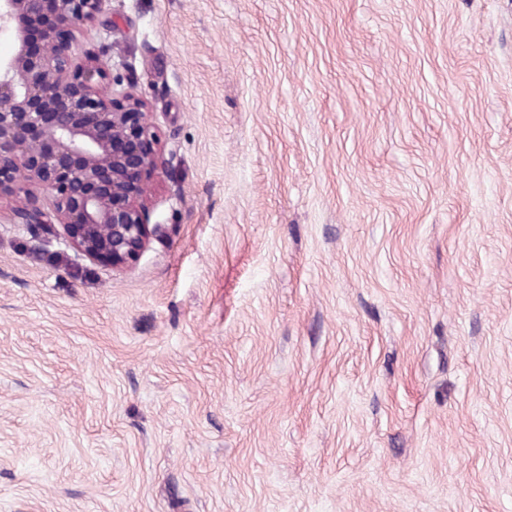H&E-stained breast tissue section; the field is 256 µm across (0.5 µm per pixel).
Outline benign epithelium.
Segmentation results:
<instances>
[{
    "instance_id": "obj_1",
    "label": "benign epithelium",
    "mask_w": 512,
    "mask_h": 512,
    "mask_svg": "<svg viewBox=\"0 0 512 512\" xmlns=\"http://www.w3.org/2000/svg\"><path fill=\"white\" fill-rule=\"evenodd\" d=\"M108 2L0 0L13 43L0 57V193L28 196L26 229L61 224L77 251L118 268L160 231L147 190L162 170L144 100L107 62L75 54L74 33Z\"/></svg>"
}]
</instances>
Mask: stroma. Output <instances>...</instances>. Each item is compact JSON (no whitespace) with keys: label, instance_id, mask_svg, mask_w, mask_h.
I'll use <instances>...</instances> for the list:
<instances>
[{"label":"stroma","instance_id":"obj_1","mask_svg":"<svg viewBox=\"0 0 512 512\" xmlns=\"http://www.w3.org/2000/svg\"><path fill=\"white\" fill-rule=\"evenodd\" d=\"M161 225L0 196V512H512V0H112Z\"/></svg>","mask_w":512,"mask_h":512}]
</instances>
